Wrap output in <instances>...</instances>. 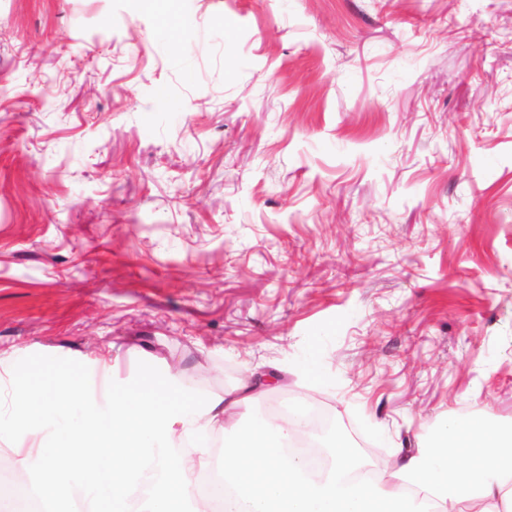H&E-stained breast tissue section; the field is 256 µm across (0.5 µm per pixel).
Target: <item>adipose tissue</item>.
Instances as JSON below:
<instances>
[{
    "label": "adipose tissue",
    "instance_id": "obj_1",
    "mask_svg": "<svg viewBox=\"0 0 512 512\" xmlns=\"http://www.w3.org/2000/svg\"><path fill=\"white\" fill-rule=\"evenodd\" d=\"M251 398L249 383L225 391L221 403L193 424L175 422L171 438L185 449L183 466L196 482L189 487L195 508H203L197 483L210 479L224 495V512H512V426H500L474 409L450 413L432 441L398 457L379 481L355 479L361 461L337 438L331 464L312 470L288 450L304 417L303 406L288 418L239 428L224 442L220 472L211 475L202 446L218 422Z\"/></svg>",
    "mask_w": 512,
    "mask_h": 512
}]
</instances>
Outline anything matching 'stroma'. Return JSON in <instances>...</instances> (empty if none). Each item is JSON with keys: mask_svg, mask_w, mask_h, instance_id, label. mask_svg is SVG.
I'll return each instance as SVG.
<instances>
[{"mask_svg": "<svg viewBox=\"0 0 512 512\" xmlns=\"http://www.w3.org/2000/svg\"><path fill=\"white\" fill-rule=\"evenodd\" d=\"M1 143L0 379L273 372L236 422L374 468L512 425V0H0Z\"/></svg>", "mask_w": 512, "mask_h": 512, "instance_id": "obj_1", "label": "stroma"}]
</instances>
